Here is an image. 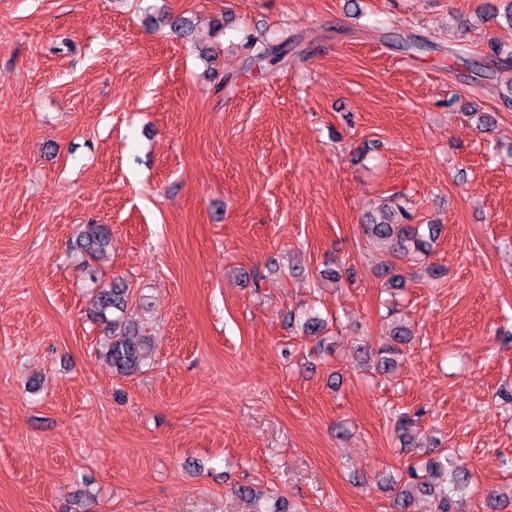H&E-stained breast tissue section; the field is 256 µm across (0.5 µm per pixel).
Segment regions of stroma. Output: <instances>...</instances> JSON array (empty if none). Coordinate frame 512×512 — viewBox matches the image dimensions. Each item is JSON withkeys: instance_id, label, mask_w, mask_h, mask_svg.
I'll use <instances>...</instances> for the list:
<instances>
[{"instance_id": "1", "label": "stroma", "mask_w": 512, "mask_h": 512, "mask_svg": "<svg viewBox=\"0 0 512 512\" xmlns=\"http://www.w3.org/2000/svg\"><path fill=\"white\" fill-rule=\"evenodd\" d=\"M485 3L0 0V512H256L241 485L392 512L385 484L444 450L463 512H512V66L448 55L512 45ZM167 12L223 17L214 62ZM254 36L294 48L257 61ZM401 188L447 274L406 266L393 299L363 224ZM116 279L153 343L133 376L85 316ZM390 302L414 334L392 379L356 367ZM306 308L330 350L290 324ZM415 411L423 448L395 430ZM112 247V228L108 224H84L78 240V248L85 262L100 260Z\"/></svg>"}]
</instances>
